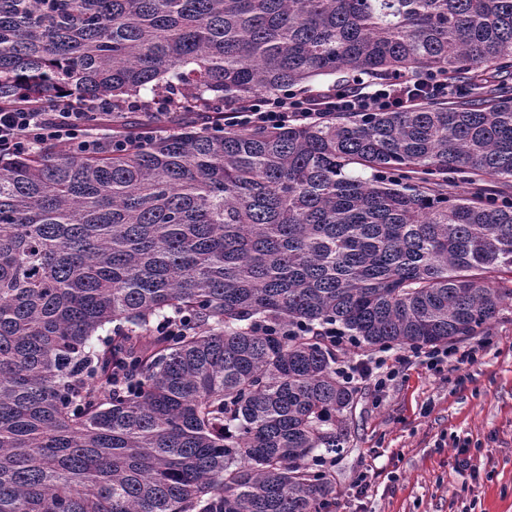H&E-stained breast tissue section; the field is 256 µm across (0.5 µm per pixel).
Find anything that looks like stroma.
<instances>
[{
	"label": "stroma",
	"mask_w": 512,
	"mask_h": 512,
	"mask_svg": "<svg viewBox=\"0 0 512 512\" xmlns=\"http://www.w3.org/2000/svg\"><path fill=\"white\" fill-rule=\"evenodd\" d=\"M331 475L340 512H512V306L474 363H413L380 396L359 385Z\"/></svg>",
	"instance_id": "1"
}]
</instances>
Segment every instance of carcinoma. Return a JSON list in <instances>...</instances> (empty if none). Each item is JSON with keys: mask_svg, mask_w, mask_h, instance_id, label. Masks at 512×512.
Returning a JSON list of instances; mask_svg holds the SVG:
<instances>
[{"mask_svg": "<svg viewBox=\"0 0 512 512\" xmlns=\"http://www.w3.org/2000/svg\"><path fill=\"white\" fill-rule=\"evenodd\" d=\"M511 69L512 0H0V103L172 97L0 162V512H324L357 388L321 330L433 347L512 301ZM430 72L469 95L216 116Z\"/></svg>", "mask_w": 512, "mask_h": 512, "instance_id": "carcinoma-1", "label": "carcinoma"}]
</instances>
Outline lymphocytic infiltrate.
I'll return each mask as SVG.
<instances>
[{
	"label": "lymphocytic infiltrate",
	"instance_id": "obj_1",
	"mask_svg": "<svg viewBox=\"0 0 512 512\" xmlns=\"http://www.w3.org/2000/svg\"><path fill=\"white\" fill-rule=\"evenodd\" d=\"M462 87L447 79L428 75L419 79L396 78L359 85L336 84L321 90L285 95H263L244 107L225 105L221 120L227 127H278L291 121L312 120L332 112H384L415 105L421 94L444 100L461 95ZM104 99L63 101L44 111L27 103L0 105V160L36 151L46 141L65 143L76 150L97 153L112 146L111 133H93L84 116L91 111L111 112ZM477 346L409 349L384 355H369L358 364L345 363L339 370L351 384L369 379L377 390L396 380L402 368L420 362L435 372L458 369L471 362Z\"/></svg>",
	"mask_w": 512,
	"mask_h": 512
}]
</instances>
